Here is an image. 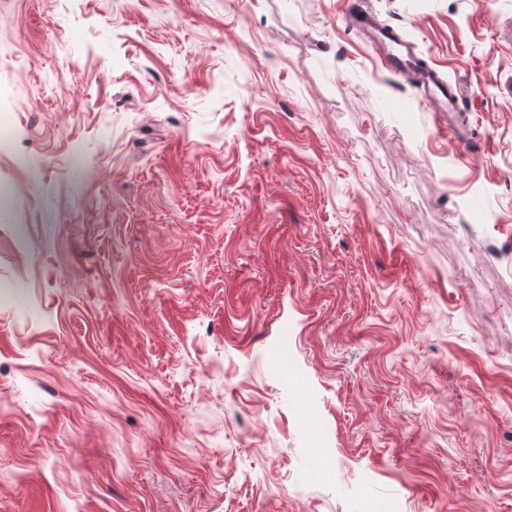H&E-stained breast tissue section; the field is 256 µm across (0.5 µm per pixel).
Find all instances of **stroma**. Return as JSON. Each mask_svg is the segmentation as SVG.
I'll list each match as a JSON object with an SVG mask.
<instances>
[{"label":"stroma","mask_w":512,"mask_h":512,"mask_svg":"<svg viewBox=\"0 0 512 512\" xmlns=\"http://www.w3.org/2000/svg\"><path fill=\"white\" fill-rule=\"evenodd\" d=\"M0 0V512H512V0ZM384 39L389 40L401 47L405 48L407 59L403 56L393 55L389 59H384L387 68L395 75L405 77L411 82L424 97V102H429L433 94L430 90L429 84L434 82L429 75V69L423 70L415 68L410 65L411 48L407 47L401 40L399 34L392 28L381 27L377 31ZM435 85V84H434ZM436 86V85H435ZM441 95L447 99L444 106L435 107L431 112H462L466 109V94L459 86H444L443 84L436 86Z\"/></svg>","instance_id":"35a3bbf8"}]
</instances>
